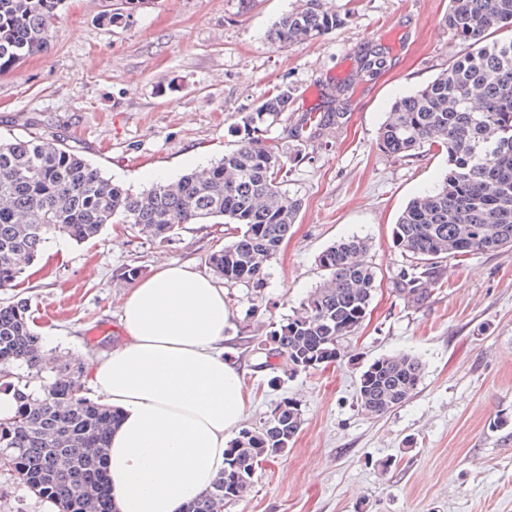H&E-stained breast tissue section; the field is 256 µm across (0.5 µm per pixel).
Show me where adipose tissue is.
<instances>
[{
  "mask_svg": "<svg viewBox=\"0 0 512 512\" xmlns=\"http://www.w3.org/2000/svg\"><path fill=\"white\" fill-rule=\"evenodd\" d=\"M232 317L223 286L177 262L125 299L123 341L88 365L120 414L105 472L116 512H181L223 472L227 439L250 402L224 348Z\"/></svg>",
  "mask_w": 512,
  "mask_h": 512,
  "instance_id": "ef3b65f1",
  "label": "adipose tissue"
}]
</instances>
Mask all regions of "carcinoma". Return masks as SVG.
Here are the masks:
<instances>
[{"label":"carcinoma","mask_w":512,"mask_h":512,"mask_svg":"<svg viewBox=\"0 0 512 512\" xmlns=\"http://www.w3.org/2000/svg\"><path fill=\"white\" fill-rule=\"evenodd\" d=\"M62 0H0V73L43 53L53 41ZM345 18L306 0L285 14L269 35L278 47L312 41ZM448 34L467 50L431 81L395 98L379 128L387 153L404 158L425 146L448 156V171L433 189L413 197L392 234L411 258L395 292L421 307L428 285L449 258L512 249V0H449ZM292 102L283 88L241 117V144L200 176L186 173L133 193L112 182L77 151L54 139L0 140V288L31 265L50 234L77 243L97 237L107 224H125L169 240L186 224H225L228 241L209 263L231 284L257 288L295 222L301 201L283 189L288 156L264 137ZM340 112H307L294 132L305 138L336 125ZM367 241L341 238L317 257L324 278L299 311L270 332L264 366L280 357L293 372L338 360L344 343L365 320L377 275L364 260ZM42 343L27 301L0 304V391H13L17 410L0 421V466L13 472L58 512H114L105 492L108 437L119 413L83 391L81 370L33 392L20 387L25 370L41 373ZM424 364L417 355L393 353L370 362L359 375L361 410L381 417L417 393ZM302 426V410L283 399L255 427L241 429L226 449L227 469L184 512H217L241 499L259 465L288 449Z\"/></svg>","instance_id":"obj_1"}]
</instances>
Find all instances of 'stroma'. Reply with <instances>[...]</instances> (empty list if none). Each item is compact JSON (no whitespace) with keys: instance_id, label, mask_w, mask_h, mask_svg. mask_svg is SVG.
Masks as SVG:
<instances>
[{"instance_id":"1","label":"stroma","mask_w":512,"mask_h":512,"mask_svg":"<svg viewBox=\"0 0 512 512\" xmlns=\"http://www.w3.org/2000/svg\"><path fill=\"white\" fill-rule=\"evenodd\" d=\"M305 0H144L125 23L100 16L122 0H63L49 49L0 74V139L38 134L63 141L132 192L201 171L236 149L237 122L275 89L292 93L267 136L293 160L285 185L301 208L263 287L225 285L234 312L226 345L244 372L258 425L284 398L303 425L288 451L257 469L246 495L224 512H512V252L448 260L441 285L419 309L393 282L409 263L393 226L414 195L448 169L423 148L394 158L378 131L395 97L427 83L464 47L442 20L448 0H322L344 27L280 49L269 31ZM385 66L369 74L365 57ZM332 110L335 126L295 140L302 114ZM350 236L369 243L378 279L351 355L290 374L263 367L257 350L319 285L320 252ZM224 245L220 224H188L160 241L121 224L96 238H50L0 303L29 299L45 368L62 358L103 357L124 336L121 307L139 278L164 263L210 272ZM420 356L417 394L380 418L356 401L360 370L392 353ZM508 417L498 426L499 417ZM0 512H52L0 470Z\"/></svg>"}]
</instances>
